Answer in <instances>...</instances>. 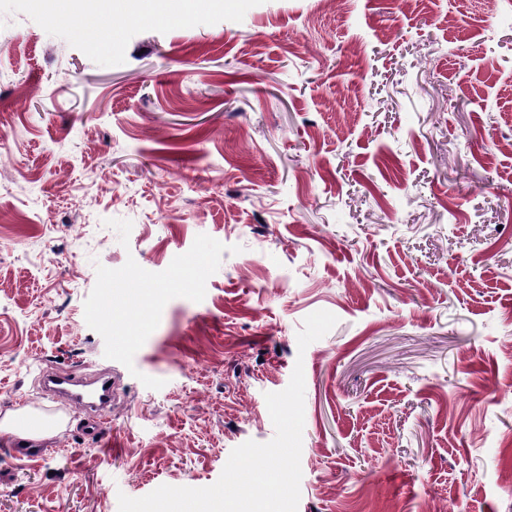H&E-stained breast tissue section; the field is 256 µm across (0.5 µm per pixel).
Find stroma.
<instances>
[{"mask_svg":"<svg viewBox=\"0 0 512 512\" xmlns=\"http://www.w3.org/2000/svg\"><path fill=\"white\" fill-rule=\"evenodd\" d=\"M90 2L0 0V417L63 418L0 512L212 485L298 364V512H512V0ZM47 369L111 372L102 437ZM126 11L134 10L139 16L146 14L154 20L169 22L190 21L193 16L208 4L210 0H182L172 9L168 8V0H125Z\"/></svg>","mask_w":512,"mask_h":512,"instance_id":"1","label":"stroma"}]
</instances>
